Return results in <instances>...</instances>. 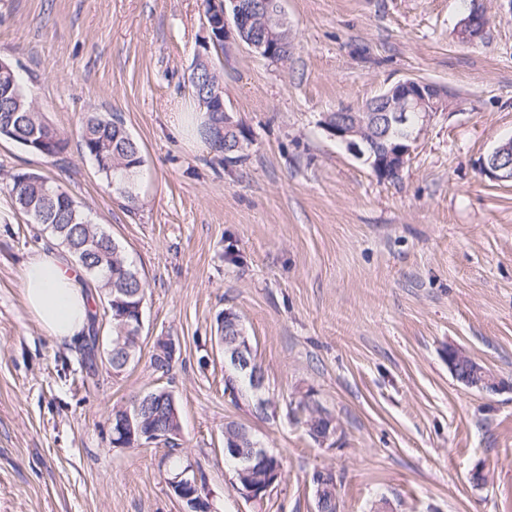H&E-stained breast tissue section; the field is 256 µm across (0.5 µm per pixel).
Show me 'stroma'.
I'll return each mask as SVG.
<instances>
[{
  "label": "stroma",
  "mask_w": 512,
  "mask_h": 512,
  "mask_svg": "<svg viewBox=\"0 0 512 512\" xmlns=\"http://www.w3.org/2000/svg\"><path fill=\"white\" fill-rule=\"evenodd\" d=\"M482 3L490 24L466 44V0H284L287 63L232 39L212 56L251 138L228 164L177 118L197 109L187 75L205 0H0V59L69 139L55 158L0 139V512H183L164 445L112 444L113 411L158 387L175 397L181 457L212 512H316L318 468L336 473L338 512H512V181L479 170L512 137V5ZM404 78L444 85L456 104L391 181L319 121ZM92 113L119 114L142 147L135 205L79 147ZM19 172L65 189L139 270L143 326L122 372L106 360L103 300L92 375L81 339L58 341L29 314L23 265L55 245L14 206ZM227 310L260 391L226 388ZM161 337L176 347L165 375L151 366ZM452 344L504 388L458 382ZM305 398L333 417L331 443L296 423ZM230 421L282 458L263 501L233 486Z\"/></svg>",
  "instance_id": "obj_1"
}]
</instances>
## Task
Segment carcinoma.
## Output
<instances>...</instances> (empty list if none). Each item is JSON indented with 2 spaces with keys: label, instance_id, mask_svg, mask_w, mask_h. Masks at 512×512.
I'll return each instance as SVG.
<instances>
[{
  "label": "carcinoma",
  "instance_id": "obj_1",
  "mask_svg": "<svg viewBox=\"0 0 512 512\" xmlns=\"http://www.w3.org/2000/svg\"><path fill=\"white\" fill-rule=\"evenodd\" d=\"M213 77L207 69L192 70L188 86L195 101L209 96ZM12 87L7 98H0V127L7 130L5 139L25 150L39 155L45 154L41 145L33 138L35 134L52 133L56 137L50 153L57 156L68 147V138L46 123L33 100L22 86L15 68L0 71V88ZM193 135L205 140L211 147L224 154V162L233 164L242 160L235 150V135L224 131V113L213 112L207 120H198ZM79 145L82 152L97 164L109 186L131 205L136 203L133 192L135 180L144 159L137 141L128 132L122 118L114 113L109 117L101 114L88 116L79 130ZM10 192L16 209L32 224L42 226L57 244L78 262L104 291L103 315L112 324V338L107 357L115 371L124 366L126 355H136V336L139 326L134 320L136 304L145 298V283L138 271L128 262L119 243L107 232L92 224L85 212L72 196L60 186L52 185L44 176L23 172L10 175ZM149 400L144 415L148 425L167 436L168 458L172 460L171 476L184 472L192 478L195 472L191 465L179 456V434L181 420L175 414L166 390L156 388L133 397L132 403ZM298 420L306 426L308 434L317 438V430L333 426V419L318 405L305 400L296 407ZM254 467L273 474L274 485L282 481L283 463L274 453L265 451L255 459Z\"/></svg>",
  "mask_w": 512,
  "mask_h": 512
}]
</instances>
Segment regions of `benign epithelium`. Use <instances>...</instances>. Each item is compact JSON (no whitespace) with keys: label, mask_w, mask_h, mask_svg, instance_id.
Segmentation results:
<instances>
[{"label":"benign epithelium","mask_w":512,"mask_h":512,"mask_svg":"<svg viewBox=\"0 0 512 512\" xmlns=\"http://www.w3.org/2000/svg\"><path fill=\"white\" fill-rule=\"evenodd\" d=\"M215 7L222 9L212 10L206 14L205 25L208 38L201 41L195 62L208 63L210 43L228 38L232 34L236 40L267 59L279 58L285 62L288 58L291 43L288 21L283 11L275 12L266 7L256 13L244 0H211ZM489 21L484 7L476 2L468 15L463 17L457 28V35L463 43H474L481 39L488 27ZM382 101L387 103L388 124L401 126L407 123V114L420 113V123L416 130L403 138L401 143H387L382 146L384 158L373 162L381 175L387 173L399 174L406 165L411 153L412 145L424 128L430 124L435 114L449 111L455 103L454 95L447 88L435 83L413 78L397 81L383 92ZM376 112L360 113L356 109L327 113L320 120V127L332 138L345 144L346 148L357 158H364L361 144L367 139L382 141L385 136L374 134ZM505 154L503 148L487 154L480 163L479 169L485 176L494 180H512V163L501 165L500 160ZM219 345L224 347V359H232L233 363L248 370L250 363L246 358L244 346L229 347L227 341L218 339ZM468 376L471 385L485 390L489 387L497 390L503 387L504 382L490 376L489 371L477 364H470ZM142 427L139 411L128 414L126 420L120 424L122 439L115 442L119 446L125 440L134 438L135 429ZM172 492L182 503L195 505L194 493L190 489L195 483L186 481L178 476L168 481Z\"/></svg>","instance_id":"benign-epithelium-1"}]
</instances>
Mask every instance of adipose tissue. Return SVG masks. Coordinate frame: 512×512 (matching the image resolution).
I'll use <instances>...</instances> for the list:
<instances>
[{
    "instance_id": "1",
    "label": "adipose tissue",
    "mask_w": 512,
    "mask_h": 512,
    "mask_svg": "<svg viewBox=\"0 0 512 512\" xmlns=\"http://www.w3.org/2000/svg\"><path fill=\"white\" fill-rule=\"evenodd\" d=\"M26 307L42 329L69 340L86 329L94 297L81 269L54 252L31 257L21 274Z\"/></svg>"
}]
</instances>
